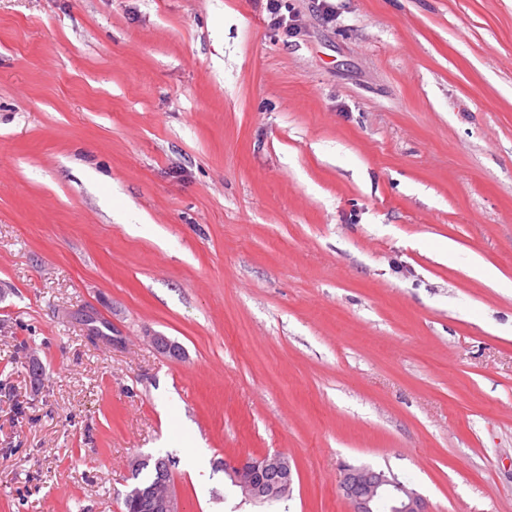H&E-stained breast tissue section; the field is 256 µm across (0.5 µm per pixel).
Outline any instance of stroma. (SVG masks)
Instances as JSON below:
<instances>
[{
  "label": "stroma",
  "instance_id": "stroma-1",
  "mask_svg": "<svg viewBox=\"0 0 512 512\" xmlns=\"http://www.w3.org/2000/svg\"><path fill=\"white\" fill-rule=\"evenodd\" d=\"M284 2L0 0V512H512V0ZM280 0H267V11L270 14L271 24L277 29H282L290 35L299 33L300 28L297 24L299 21L296 14H292L288 8V19L286 15L281 14L282 4ZM224 473L245 500L254 503L271 504L291 493L292 465L288 456L280 452L224 460ZM142 459V457H138V459L136 457L129 462V465L132 463L135 466ZM162 460L169 461L165 457H158L151 465L149 461L142 460L140 466L130 473V479L134 482L130 486L129 495L123 500L125 512H143L137 510V502H134L137 497L145 503L144 510L146 512H181L178 498L171 489L170 483H167V481H171V471L166 470L170 469V463L165 464L164 468L166 469L156 466ZM162 481L164 483L155 489L143 492L139 496L135 494L140 490L154 487ZM340 471L338 491L351 512H373L383 500L394 503L396 512L425 511L423 497L390 472L348 464L342 465Z\"/></svg>",
  "mask_w": 512,
  "mask_h": 512
}]
</instances>
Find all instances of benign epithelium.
<instances>
[{"mask_svg":"<svg viewBox=\"0 0 512 512\" xmlns=\"http://www.w3.org/2000/svg\"><path fill=\"white\" fill-rule=\"evenodd\" d=\"M224 473L242 496L254 503L271 504L291 493L292 465L288 456L280 452L226 459ZM338 491L350 512H373L383 500L394 503L395 512H425L424 499L415 489L390 472L367 466L342 465ZM139 498L145 503V512H181L178 498L167 482L139 494Z\"/></svg>","mask_w":512,"mask_h":512,"instance_id":"benign-epithelium-1","label":"benign epithelium"}]
</instances>
